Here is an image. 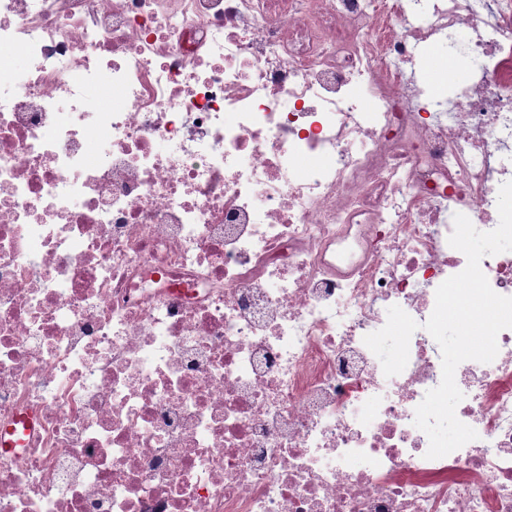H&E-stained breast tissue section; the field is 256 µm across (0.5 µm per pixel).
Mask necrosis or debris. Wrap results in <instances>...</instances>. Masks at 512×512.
I'll use <instances>...</instances> for the list:
<instances>
[{"label": "necrosis or debris", "instance_id": "4bbe7bcc", "mask_svg": "<svg viewBox=\"0 0 512 512\" xmlns=\"http://www.w3.org/2000/svg\"><path fill=\"white\" fill-rule=\"evenodd\" d=\"M509 180L512 0H0V512H512V329L414 424ZM425 61L420 63L416 68V79L433 87L439 84L437 89H441L446 84L448 90L450 84L448 79L456 74L453 64L462 66L459 58H448L446 46L440 43L429 44L424 52Z\"/></svg>", "mask_w": 512, "mask_h": 512}]
</instances>
